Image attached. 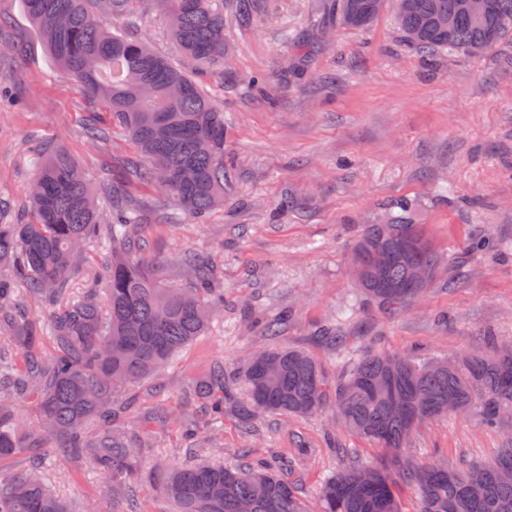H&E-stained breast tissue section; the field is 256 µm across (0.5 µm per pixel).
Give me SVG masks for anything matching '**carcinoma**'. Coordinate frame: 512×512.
I'll use <instances>...</instances> for the list:
<instances>
[{
    "label": "carcinoma",
    "instance_id": "1",
    "mask_svg": "<svg viewBox=\"0 0 512 512\" xmlns=\"http://www.w3.org/2000/svg\"><path fill=\"white\" fill-rule=\"evenodd\" d=\"M132 0H25L37 37L53 60L88 94L104 104L107 120H93L88 135L98 141L124 131L143 160L130 163L134 176L174 201L193 220L224 202V110L187 72L151 50L129 29ZM397 0V23L414 49L481 54L512 40V0ZM170 21L181 54L199 69L224 67V0H156ZM383 0H336L341 25L371 24ZM451 17L452 22L443 21ZM31 191V218L0 223V333L32 352L47 337L59 354L44 363L30 358L18 372L0 362V459L30 444V429L14 416L10 401L32 382L41 387L38 413L50 437L73 453L89 452L112 486L126 489L137 468V453L112 432V390L155 372L202 335L224 307L213 294L219 276L213 264L186 258L191 286L166 285L152 261L137 257L139 239L129 234L139 219L115 208L110 191L99 189L105 209L94 200L89 179L63 150L41 157ZM423 241L424 258L440 257L419 225L403 215L368 224L354 248L361 253L390 236ZM103 242L112 251L104 298L87 289L70 297L75 264L85 247ZM411 258L394 253L381 279L368 267L362 291L389 308L420 298L408 287ZM51 308L36 326L15 302L17 285ZM350 369L329 384L309 353L272 348L254 354L243 371L249 400L238 411L241 426H253L254 412L307 416L331 406L343 428L376 444L385 455L379 467L362 465L348 448H337L343 466L322 485L319 512H402L398 489L417 492L418 512H512V442L487 462L441 468L406 455L425 420L454 415L449 403L470 408L484 425H501L512 414V342L488 336L472 350L439 359L362 351ZM229 378L213 367L204 385L212 399L202 413L224 420ZM97 418L104 431L95 442L85 423ZM176 512H310L282 469L252 460L235 464H193L172 469L154 483ZM0 512H68L38 475L0 478Z\"/></svg>",
    "mask_w": 512,
    "mask_h": 512
}]
</instances>
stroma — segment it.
Here are the masks:
<instances>
[{"mask_svg": "<svg viewBox=\"0 0 512 512\" xmlns=\"http://www.w3.org/2000/svg\"><path fill=\"white\" fill-rule=\"evenodd\" d=\"M223 71L191 75L224 111V203L204 222H170L172 201L134 179L139 151L126 135L91 140L86 125L102 102L69 80L38 41L24 0H0V220L20 218L38 153L64 150L92 181L141 214L135 233L165 284L185 283L186 254L216 259L224 309L205 336L147 379L115 390L113 428L138 452L132 487L141 512H172L153 489L169 469L252 458H285L308 506L342 464L337 447L375 463V445L343 431L331 410L309 416L258 413L244 430L240 378L251 353L306 351L336 378L345 351L372 349L420 358L512 339V42L481 55L421 53L406 45L396 0H384L362 31L339 25L333 0H255L240 20L224 0ZM137 36L184 65L154 0H134ZM400 212L442 255L436 279L411 307L389 311L358 297L349 267L365 225ZM287 315L278 337L267 322ZM340 326L343 348L321 341ZM236 384L222 427L183 432L200 401L185 398L216 362ZM504 428L476 417L423 422L410 452L419 460L484 462L504 445ZM42 475L72 512H119L123 499L87 456L52 455Z\"/></svg>", "mask_w": 512, "mask_h": 512, "instance_id": "stroma-1", "label": "stroma"}]
</instances>
